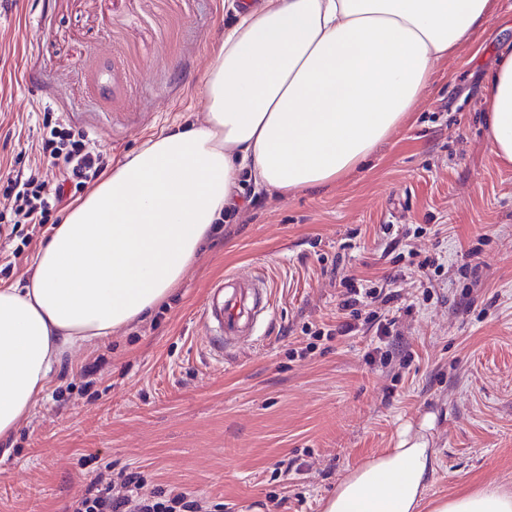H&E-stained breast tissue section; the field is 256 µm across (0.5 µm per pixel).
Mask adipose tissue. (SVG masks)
Masks as SVG:
<instances>
[{"instance_id": "1", "label": "adipose tissue", "mask_w": 512, "mask_h": 512, "mask_svg": "<svg viewBox=\"0 0 512 512\" xmlns=\"http://www.w3.org/2000/svg\"><path fill=\"white\" fill-rule=\"evenodd\" d=\"M491 0H248L206 70L203 124L148 140L56 225L25 285L0 287V437L44 392L62 354L163 301L186 274L242 170L284 196L361 165L414 109L438 63L492 19ZM495 155L512 164V54L485 87ZM425 443L385 450L325 512H418ZM432 512H512L488 485Z\"/></svg>"}]
</instances>
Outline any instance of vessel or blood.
Listing matches in <instances>:
<instances>
[{
  "label": "vessel or blood",
  "mask_w": 512,
  "mask_h": 512,
  "mask_svg": "<svg viewBox=\"0 0 512 512\" xmlns=\"http://www.w3.org/2000/svg\"><path fill=\"white\" fill-rule=\"evenodd\" d=\"M259 282L221 279L209 288L201 306L207 339L216 356H223L224 342L228 337L239 335L246 322L255 314L263 313L257 305Z\"/></svg>",
  "instance_id": "1"
}]
</instances>
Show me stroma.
I'll use <instances>...</instances> for the list:
<instances>
[{
    "instance_id": "stroma-1",
    "label": "stroma",
    "mask_w": 512,
    "mask_h": 512,
    "mask_svg": "<svg viewBox=\"0 0 512 512\" xmlns=\"http://www.w3.org/2000/svg\"><path fill=\"white\" fill-rule=\"evenodd\" d=\"M239 2L0 0V176L35 157L48 108L115 165L202 120L208 59ZM491 9L495 24L439 64L364 166L285 197L243 181L165 302L64 358L0 440V512H67L90 478L131 469L223 512H323L404 439L436 455L420 512L491 482L512 492V164L492 149L485 99L512 51V0ZM46 239L0 238V285L25 281ZM261 274L267 312L215 359L208 285ZM385 277L400 292L387 337L333 335L342 282Z\"/></svg>"
}]
</instances>
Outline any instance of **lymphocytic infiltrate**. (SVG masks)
Returning a JSON list of instances; mask_svg holds the SVG:
<instances>
[{"label": "lymphocytic infiltrate", "instance_id": "obj_1", "mask_svg": "<svg viewBox=\"0 0 512 512\" xmlns=\"http://www.w3.org/2000/svg\"><path fill=\"white\" fill-rule=\"evenodd\" d=\"M39 155L44 162L17 172L10 179L0 197L8 206L0 211V232L15 236L20 227L43 228L66 201L98 182L108 167L102 151L90 146L85 135H75L51 128L39 143ZM54 171L52 179H45L42 169ZM394 298L385 288H358L346 284L341 310L350 313L349 321L339 324L335 332L346 335L354 331L353 320L366 314L368 323L385 333L380 325V311ZM72 512H205L206 505L194 492L184 488L148 487L142 472L123 471L118 481L103 476L90 480L71 504Z\"/></svg>", "mask_w": 512, "mask_h": 512}]
</instances>
